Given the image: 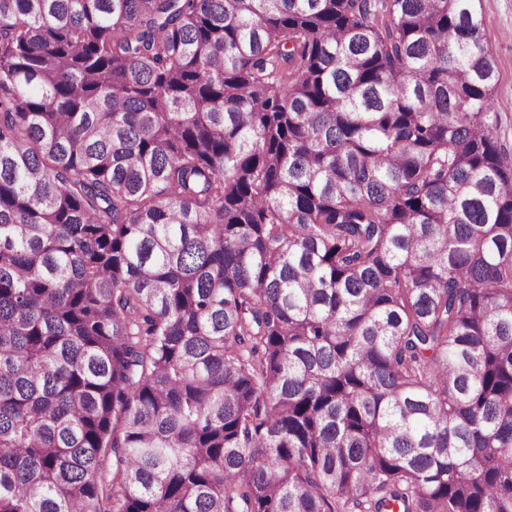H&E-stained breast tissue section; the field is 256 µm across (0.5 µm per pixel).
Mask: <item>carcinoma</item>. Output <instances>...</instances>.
Returning <instances> with one entry per match:
<instances>
[{
	"label": "carcinoma",
	"instance_id": "carcinoma-1",
	"mask_svg": "<svg viewBox=\"0 0 512 512\" xmlns=\"http://www.w3.org/2000/svg\"><path fill=\"white\" fill-rule=\"evenodd\" d=\"M495 84L475 0H0V512H512Z\"/></svg>",
	"mask_w": 512,
	"mask_h": 512
}]
</instances>
